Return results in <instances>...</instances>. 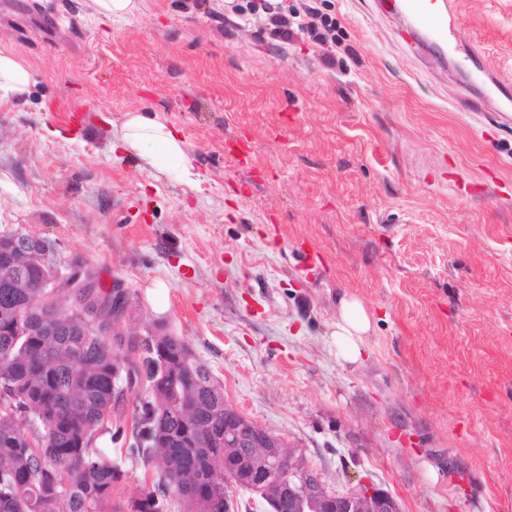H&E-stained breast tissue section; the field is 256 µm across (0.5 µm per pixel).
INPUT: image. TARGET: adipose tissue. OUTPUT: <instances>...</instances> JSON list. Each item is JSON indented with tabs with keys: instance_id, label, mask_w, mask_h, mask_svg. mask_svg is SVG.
I'll return each mask as SVG.
<instances>
[{
	"instance_id": "1",
	"label": "adipose tissue",
	"mask_w": 512,
	"mask_h": 512,
	"mask_svg": "<svg viewBox=\"0 0 512 512\" xmlns=\"http://www.w3.org/2000/svg\"><path fill=\"white\" fill-rule=\"evenodd\" d=\"M114 148L135 155L154 167L176 166L191 174L193 159L186 152L182 138L166 124L134 113L128 116L114 135ZM371 328V319L356 299L343 300L334 336L343 358L353 362L363 354L364 336Z\"/></svg>"
}]
</instances>
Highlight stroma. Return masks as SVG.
<instances>
[{
  "instance_id": "stroma-1",
  "label": "stroma",
  "mask_w": 512,
  "mask_h": 512,
  "mask_svg": "<svg viewBox=\"0 0 512 512\" xmlns=\"http://www.w3.org/2000/svg\"><path fill=\"white\" fill-rule=\"evenodd\" d=\"M277 2L335 17L334 65L231 0L111 21L0 0V49L33 75L0 96V231L120 282L128 340L183 337L329 487L512 512V124L496 92L458 106L482 67L512 79V0H454L456 49L433 66L394 0ZM132 112L182 136L195 177L112 150ZM301 246L320 276H297ZM350 297L372 319L354 363L333 336Z\"/></svg>"
}]
</instances>
